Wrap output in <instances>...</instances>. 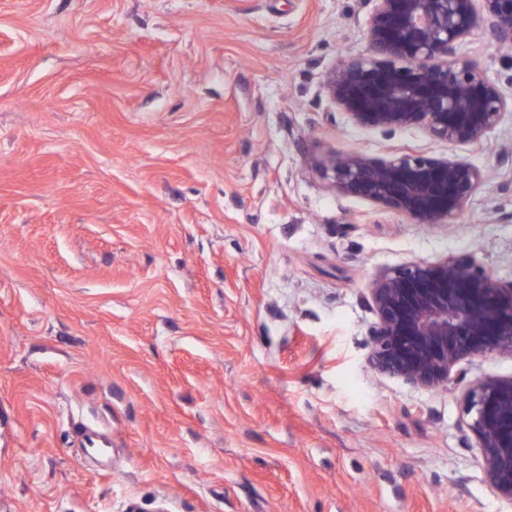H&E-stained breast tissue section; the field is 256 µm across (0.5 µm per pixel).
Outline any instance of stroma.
Instances as JSON below:
<instances>
[{
  "mask_svg": "<svg viewBox=\"0 0 512 512\" xmlns=\"http://www.w3.org/2000/svg\"><path fill=\"white\" fill-rule=\"evenodd\" d=\"M370 0H0V512H512L462 362L367 365L380 270L473 254L512 279V115L484 146L331 103ZM457 54L512 93V52ZM493 171L452 224L336 193L328 149ZM108 433L109 465L81 444Z\"/></svg>",
  "mask_w": 512,
  "mask_h": 512,
  "instance_id": "obj_1",
  "label": "stroma"
}]
</instances>
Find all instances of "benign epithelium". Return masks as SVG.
Wrapping results in <instances>:
<instances>
[{"instance_id": "obj_1", "label": "benign epithelium", "mask_w": 512, "mask_h": 512, "mask_svg": "<svg viewBox=\"0 0 512 512\" xmlns=\"http://www.w3.org/2000/svg\"><path fill=\"white\" fill-rule=\"evenodd\" d=\"M367 50L324 76L332 103L357 125L388 133L420 127L433 139L479 145L512 112L479 68L456 56L478 31L512 45V0H371ZM334 191L368 199L425 226L449 224L487 182L456 156L375 157L331 150L319 163ZM377 321L370 366L426 389L448 388L464 361L512 357V280L475 255L418 260L375 274L367 288ZM463 403L491 492L512 503V377L468 384Z\"/></svg>"}]
</instances>
